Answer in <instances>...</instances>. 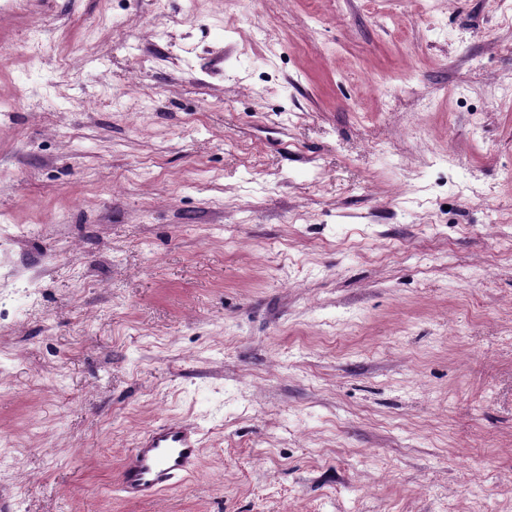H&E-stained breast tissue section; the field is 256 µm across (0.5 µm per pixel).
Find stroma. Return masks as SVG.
I'll use <instances>...</instances> for the list:
<instances>
[{
	"instance_id": "1",
	"label": "stroma",
	"mask_w": 512,
	"mask_h": 512,
	"mask_svg": "<svg viewBox=\"0 0 512 512\" xmlns=\"http://www.w3.org/2000/svg\"><path fill=\"white\" fill-rule=\"evenodd\" d=\"M509 89L512 0H0V512H512ZM199 454L198 431L182 421H166L138 438L120 470L126 497H155L178 477L191 474Z\"/></svg>"
}]
</instances>
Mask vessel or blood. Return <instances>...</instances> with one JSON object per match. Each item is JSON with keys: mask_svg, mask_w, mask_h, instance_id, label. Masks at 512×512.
<instances>
[{"mask_svg": "<svg viewBox=\"0 0 512 512\" xmlns=\"http://www.w3.org/2000/svg\"><path fill=\"white\" fill-rule=\"evenodd\" d=\"M199 454L198 431L181 421H166L138 438L120 470L126 497H155L176 478L191 474Z\"/></svg>", "mask_w": 512, "mask_h": 512, "instance_id": "obj_1", "label": "vessel or blood"}]
</instances>
